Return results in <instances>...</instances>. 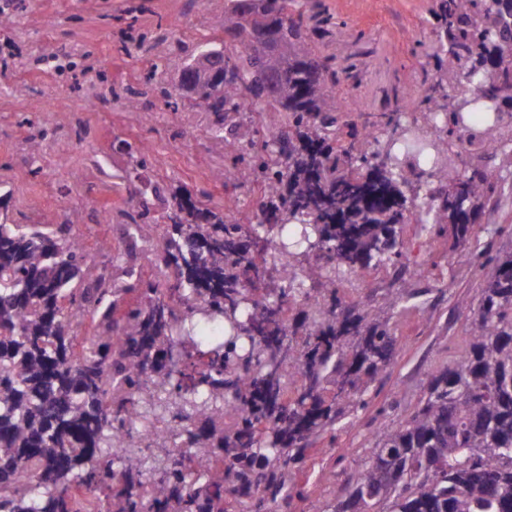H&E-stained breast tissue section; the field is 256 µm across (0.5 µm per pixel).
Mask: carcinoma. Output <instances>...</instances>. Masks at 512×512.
<instances>
[{"label": "carcinoma", "instance_id": "cac0c4a2", "mask_svg": "<svg viewBox=\"0 0 512 512\" xmlns=\"http://www.w3.org/2000/svg\"><path fill=\"white\" fill-rule=\"evenodd\" d=\"M429 24L434 38L418 46L437 86L486 79L466 112L432 90L412 100L419 116L384 112L382 134L353 126L343 143L336 69L288 0H224L236 49L201 46L164 96L226 122L255 110L251 75H270L268 133L236 145L220 172L260 187L262 219L180 202L179 221L159 223L166 189L147 176L149 153L126 143L139 207L130 233L155 236L148 277L118 254L121 284L94 288L70 225L0 212V512H229L230 497L237 512H291L309 446L344 405L365 406L396 356L395 314L419 296L389 288L374 307L343 300L338 282L403 262L405 188L437 186L422 231L464 243L466 210L495 185L486 167L460 171L448 139L503 142L512 0H436ZM210 55L215 72L200 67ZM472 260L484 280L466 350L375 433L364 470L317 512H512V252ZM309 291L289 321L288 300Z\"/></svg>", "mask_w": 512, "mask_h": 512}]
</instances>
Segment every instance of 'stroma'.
I'll use <instances>...</instances> for the list:
<instances>
[{
	"mask_svg": "<svg viewBox=\"0 0 512 512\" xmlns=\"http://www.w3.org/2000/svg\"><path fill=\"white\" fill-rule=\"evenodd\" d=\"M10 26L0 25V189L13 223L58 222L69 210L75 234L98 264L119 248L113 225L131 223L137 204L126 179L127 141L154 159L149 176L168 194L233 207L246 222L259 217L258 192L215 179L231 157L232 132L213 113L173 108L158 87H174L185 58L206 41L224 39V0H15ZM433 0H290L308 25L322 10L336 27L315 30L317 55L349 66L333 90L358 124L400 109L409 89L436 82L434 62L411 52L430 41ZM41 138L39 154L30 141ZM403 238L444 277L436 291L411 300L397 318L393 364L367 394L369 406L336 423V439L316 441L296 481L312 512L364 469L375 429L417 406L432 371L452 363L467 344L465 316L481 294L468 250L512 252V204L504 193L479 211L469 247L435 240L416 225ZM389 414L379 415L381 406Z\"/></svg>",
	"mask_w": 512,
	"mask_h": 512,
	"instance_id": "obj_1",
	"label": "stroma"
}]
</instances>
